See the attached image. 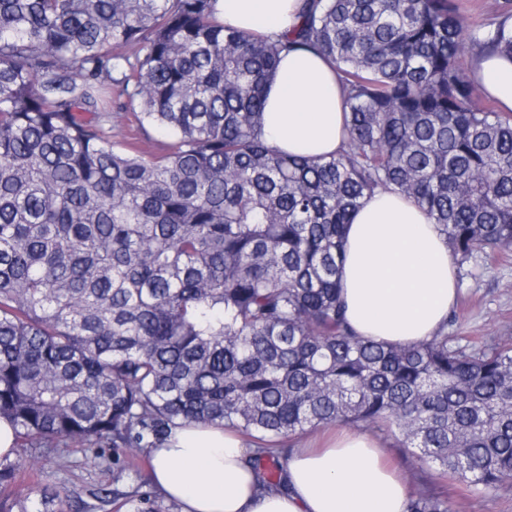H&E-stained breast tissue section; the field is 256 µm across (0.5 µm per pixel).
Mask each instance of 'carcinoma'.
<instances>
[{"label": "carcinoma", "mask_w": 512, "mask_h": 512, "mask_svg": "<svg viewBox=\"0 0 512 512\" xmlns=\"http://www.w3.org/2000/svg\"><path fill=\"white\" fill-rule=\"evenodd\" d=\"M272 38L224 27L217 0H0V512L29 509L20 468L86 462L185 423L222 424L264 460L329 424L384 427L470 493L512 477V338L412 347L348 325L339 280L360 200L424 209L455 263L512 249V113L464 62L512 59V0L469 23L458 0H302ZM336 63L349 117L329 158L265 140L281 55ZM172 133L112 145L113 97ZM100 507L171 512L149 480ZM405 512H451L435 489Z\"/></svg>", "instance_id": "obj_1"}]
</instances>
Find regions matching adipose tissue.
Instances as JSON below:
<instances>
[{
	"mask_svg": "<svg viewBox=\"0 0 512 512\" xmlns=\"http://www.w3.org/2000/svg\"><path fill=\"white\" fill-rule=\"evenodd\" d=\"M298 0H218L226 26L275 35L298 22ZM481 91L512 111V61L471 60ZM346 115L338 72L319 53L283 55L263 114L268 144L308 158L338 154ZM340 271L346 319L364 338L429 339L448 318L457 279L443 235L403 195L366 197L353 215ZM152 483L180 512H404L408 489L380 442L345 429L326 448H300L284 465L286 490L262 489L246 443L221 425L192 423L149 451Z\"/></svg>",
	"mask_w": 512,
	"mask_h": 512,
	"instance_id": "adipose-tissue-1",
	"label": "adipose tissue"
}]
</instances>
